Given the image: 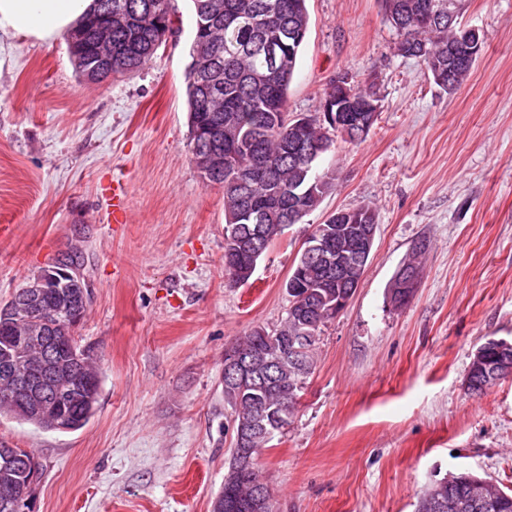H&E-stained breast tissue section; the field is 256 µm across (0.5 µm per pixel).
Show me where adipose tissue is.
Masks as SVG:
<instances>
[{
	"label": "adipose tissue",
	"mask_w": 512,
	"mask_h": 512,
	"mask_svg": "<svg viewBox=\"0 0 512 512\" xmlns=\"http://www.w3.org/2000/svg\"><path fill=\"white\" fill-rule=\"evenodd\" d=\"M94 0H0V31L54 39L94 10Z\"/></svg>",
	"instance_id": "adipose-tissue-1"
}]
</instances>
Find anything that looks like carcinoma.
<instances>
[{"label":"carcinoma","mask_w":512,"mask_h":512,"mask_svg":"<svg viewBox=\"0 0 512 512\" xmlns=\"http://www.w3.org/2000/svg\"><path fill=\"white\" fill-rule=\"evenodd\" d=\"M95 11L84 17L70 33L71 54L79 74L88 81L100 82V74L108 68L118 75L134 72L145 65L165 42L170 31L171 0H95ZM196 16L191 44V61L186 72V94L189 105L190 151L193 162L205 155L207 129L217 116L224 122L220 151L222 164L208 181L224 188V221L234 232H224V252L235 251L240 261L248 264L255 225L263 228L262 251L285 231L290 209L306 215L317 209L324 196L336 186V173L319 168L330 151L334 138L342 136L333 122L296 126L288 112V89L293 80L299 52L309 28L306 0H191ZM443 0H381L384 13L394 28L397 50L405 57L422 60L427 77L440 90H456L474 66L470 50L483 46L479 32L448 25V15L423 27L419 22L431 3ZM117 12L129 17L125 26H112L105 35L120 52L112 65L97 62L88 47L92 36ZM303 141L314 152L291 156L287 144ZM251 171L255 179L250 186H239L240 173ZM377 223L375 209L364 204L355 208L347 222L341 224L344 239L355 242L358 228ZM371 255L357 269L338 267L329 274L309 266L304 278L286 280L294 288L292 298L307 293L322 309L336 303L353 291L355 278L365 274ZM78 299L82 310L91 302V290L85 281L72 284L61 294L47 288L32 299L16 292L0 306V414L42 430H57L56 423H68V430L84 427L94 414L102 382L101 372L91 359L79 361L80 346L75 339L78 323L68 319V302ZM27 313V320L16 323L18 309ZM55 312L57 327L48 335L62 339V345L42 346L36 341L34 323ZM314 310L297 306L288 311L283 324L260 335L253 328L235 343L250 347L259 343L276 354L279 345L271 338L291 336L297 332V316H311ZM317 340L308 344L307 363L283 365L280 384L258 397L264 410L272 415L283 411L293 413L297 401L294 388L305 384L314 368ZM27 360L43 364L44 381L38 383L43 401L49 408L34 411L33 406L17 395L8 398L9 381L4 374ZM224 398L230 404L234 421L251 415L254 402L241 392L224 386ZM37 474L34 455L16 449L9 463L0 458V494L29 488ZM259 472L233 479L224 476L220 498L245 501ZM441 499L443 512H485L475 503L494 504L490 512H512V492L493 482L472 485L464 478L448 484L434 483L427 487L418 503V512H435L431 505Z\"/></svg>","instance_id":"obj_1"}]
</instances>
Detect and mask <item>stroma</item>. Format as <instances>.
<instances>
[{
	"instance_id": "obj_1",
	"label": "stroma",
	"mask_w": 512,
	"mask_h": 512,
	"mask_svg": "<svg viewBox=\"0 0 512 512\" xmlns=\"http://www.w3.org/2000/svg\"><path fill=\"white\" fill-rule=\"evenodd\" d=\"M171 5L157 54L99 84L65 37L0 32V304L78 248L92 303L75 338L103 372L79 430L0 417V448L38 465L30 512H212L233 450L224 352L286 318L306 237L365 203L378 231L363 283L257 459L276 512H416L425 487L459 471L512 489V377L481 396L465 387L478 346L512 342V0H465L460 21L484 44L451 94L398 54L379 0H307L290 114L320 112L339 71L374 84L381 112L362 142H335V190L245 285L224 273V190L203 183L188 146L193 4ZM116 181L124 224L109 215ZM421 241L417 288L394 308L388 284Z\"/></svg>"
}]
</instances>
